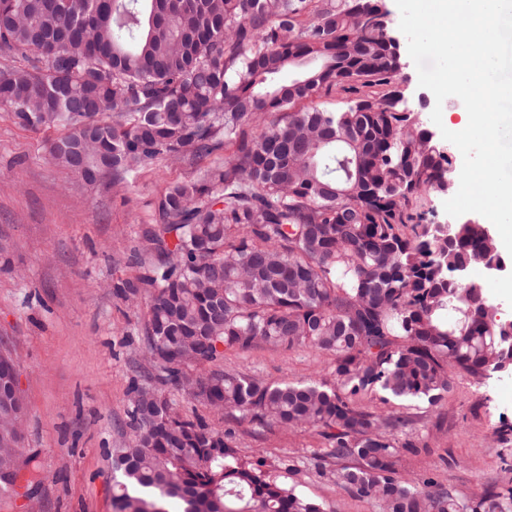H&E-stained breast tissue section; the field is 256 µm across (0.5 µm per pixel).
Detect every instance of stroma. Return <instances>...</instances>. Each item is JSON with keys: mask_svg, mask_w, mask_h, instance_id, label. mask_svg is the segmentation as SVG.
I'll list each match as a JSON object with an SVG mask.
<instances>
[{"mask_svg": "<svg viewBox=\"0 0 512 512\" xmlns=\"http://www.w3.org/2000/svg\"><path fill=\"white\" fill-rule=\"evenodd\" d=\"M56 130L31 131L0 114V354L18 365L27 416L23 448L37 455L42 480L19 479L0 495V512H112V451L127 440L130 387L162 388L184 417L231 432L241 455L264 461L325 512H381L323 477L319 429L238 421L161 386L146 354L144 309L116 299L112 286L134 277L129 255L155 203L175 183L197 179L206 161L162 162L127 191L111 176L90 184L51 162ZM332 356L306 346L228 352L211 368L268 382H333ZM384 418L411 416L396 432L398 462L413 481L434 478L467 496L512 481V375L480 381L460 372L434 406L362 395Z\"/></svg>", "mask_w": 512, "mask_h": 512, "instance_id": "1", "label": "stroma"}]
</instances>
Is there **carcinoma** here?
<instances>
[{
  "label": "carcinoma",
  "instance_id": "carcinoma-1",
  "mask_svg": "<svg viewBox=\"0 0 512 512\" xmlns=\"http://www.w3.org/2000/svg\"><path fill=\"white\" fill-rule=\"evenodd\" d=\"M405 66L379 0H0V112L61 130L58 166L128 183L160 160L234 147L166 190L130 254L139 274L113 284L144 298L163 382L218 412L321 428L332 481L383 512H512V487L467 497L401 477L392 431L409 419L381 423L356 403L381 392L435 405L457 371L512 370L484 285L451 277L502 258L492 222L459 224L450 243L417 208L450 161L407 106ZM334 92L345 107L314 105ZM298 345L335 357L333 383L187 372ZM25 413L0 393L1 493L36 471ZM127 427L113 512H325L159 390L133 389Z\"/></svg>",
  "mask_w": 512,
  "mask_h": 512
}]
</instances>
